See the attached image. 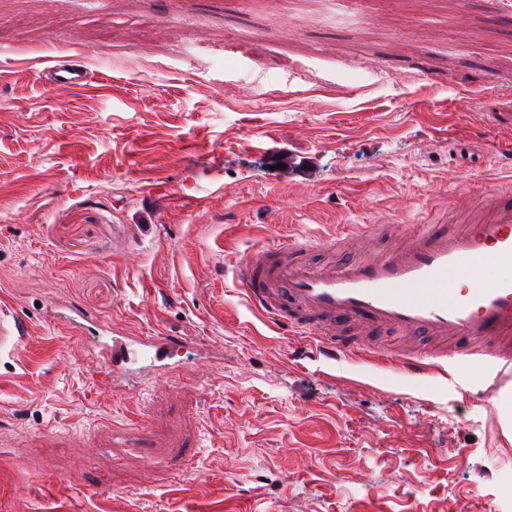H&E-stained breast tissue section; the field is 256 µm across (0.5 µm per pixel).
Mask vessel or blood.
Here are the masks:
<instances>
[{
  "label": "vessel or blood",
  "mask_w": 512,
  "mask_h": 512,
  "mask_svg": "<svg viewBox=\"0 0 512 512\" xmlns=\"http://www.w3.org/2000/svg\"><path fill=\"white\" fill-rule=\"evenodd\" d=\"M39 76L68 94L89 84L86 66L64 60ZM314 247L294 238L254 250L238 267L248 302L273 325L305 339L313 357L352 356L366 337L391 330L436 344L426 355L397 353L406 373L480 366L492 380L489 398L512 385V277H483L489 263L512 266V192L487 195L477 223L422 225L406 245L378 258L346 257L322 268L298 260ZM178 348L168 336L129 333L100 343L96 358L116 379L143 357L166 374Z\"/></svg>",
  "instance_id": "1"
}]
</instances>
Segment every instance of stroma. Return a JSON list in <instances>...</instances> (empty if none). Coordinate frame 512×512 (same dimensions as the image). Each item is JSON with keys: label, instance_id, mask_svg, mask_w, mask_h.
<instances>
[{"label": "stroma", "instance_id": "35a3bbf8", "mask_svg": "<svg viewBox=\"0 0 512 512\" xmlns=\"http://www.w3.org/2000/svg\"><path fill=\"white\" fill-rule=\"evenodd\" d=\"M74 48L82 92L26 64ZM509 112L512 0H0V512H512V388L297 359L234 278L512 186ZM112 342L100 343L97 347V360L112 374L113 380L129 373L131 366L140 358H149L167 375L173 370L170 362L179 348L176 340L169 336L146 333L116 334Z\"/></svg>", "mask_w": 512, "mask_h": 512}]
</instances>
